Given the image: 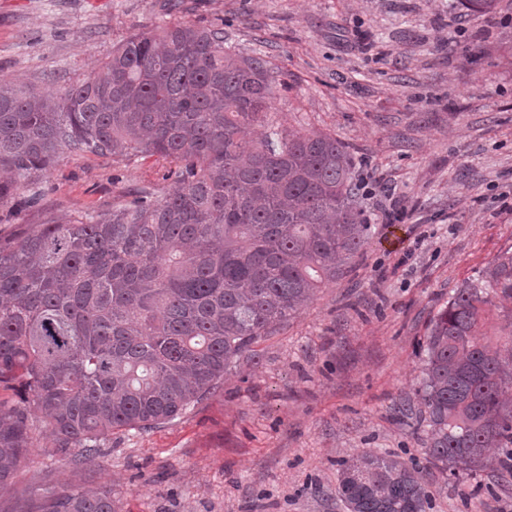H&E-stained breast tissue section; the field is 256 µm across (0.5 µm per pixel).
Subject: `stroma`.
I'll return each instance as SVG.
<instances>
[{"mask_svg":"<svg viewBox=\"0 0 512 512\" xmlns=\"http://www.w3.org/2000/svg\"><path fill=\"white\" fill-rule=\"evenodd\" d=\"M164 22L222 26L279 82L268 122L326 132L350 153L371 224L353 270L262 337L201 402L148 431H113L77 463L35 448L0 512L34 490L111 486L120 512H347L338 464L391 452L424 467L433 512H512V472L490 452L453 477L429 466L403 409L420 343L456 288L512 249V0H0V79L58 96L129 35ZM146 157L64 151L39 204L0 207V232L108 210L164 188ZM404 206L389 216L390 199Z\"/></svg>","mask_w":512,"mask_h":512,"instance_id":"stroma-1","label":"stroma"}]
</instances>
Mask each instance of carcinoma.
<instances>
[{
    "mask_svg": "<svg viewBox=\"0 0 512 512\" xmlns=\"http://www.w3.org/2000/svg\"><path fill=\"white\" fill-rule=\"evenodd\" d=\"M492 14L497 0H463ZM276 80L260 57L224 49V28L135 33L59 99L0 79V205L40 200L60 153L156 156L175 188L108 211L21 224L0 236V488L34 447L95 454L112 431L156 428L198 403L231 363L302 313L360 256L369 224L354 204L347 147L275 126L251 137ZM512 298L505 252L455 290L422 342L416 429L451 475L512 457V348L484 341L492 298ZM347 512H431L419 468L365 453L340 464ZM31 512H118L108 487L35 493Z\"/></svg>",
    "mask_w": 512,
    "mask_h": 512,
    "instance_id": "obj_1",
    "label": "carcinoma"
}]
</instances>
